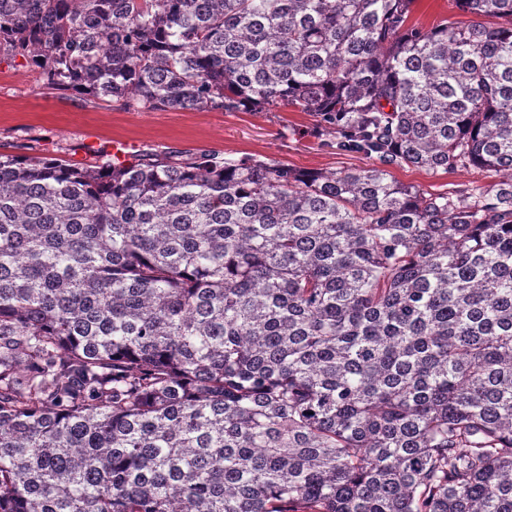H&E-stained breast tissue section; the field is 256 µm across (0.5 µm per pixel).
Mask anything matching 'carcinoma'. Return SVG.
I'll use <instances>...</instances> for the list:
<instances>
[{"label": "carcinoma", "instance_id": "cac0c4a2", "mask_svg": "<svg viewBox=\"0 0 512 512\" xmlns=\"http://www.w3.org/2000/svg\"><path fill=\"white\" fill-rule=\"evenodd\" d=\"M414 2L0 0L54 89L375 158L0 153V512H512V0ZM444 18H450L463 24L482 22L492 25L500 21L491 17L463 13L456 9L449 0H416L412 7L411 20L424 28H429ZM393 178L403 184L413 185L432 194L453 193L470 188H488L498 180L492 171L479 168L461 169L455 172L428 171L418 168L391 169Z\"/></svg>", "mask_w": 512, "mask_h": 512}]
</instances>
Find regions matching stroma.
<instances>
[{
    "instance_id": "stroma-1",
    "label": "stroma",
    "mask_w": 512,
    "mask_h": 512,
    "mask_svg": "<svg viewBox=\"0 0 512 512\" xmlns=\"http://www.w3.org/2000/svg\"><path fill=\"white\" fill-rule=\"evenodd\" d=\"M302 112H221L206 110H123L86 93L48 89L28 68L0 65V153L60 156L89 163L122 143L129 155L153 149L214 151L227 157H254L301 170L335 172L368 166L311 135ZM393 178L432 193L488 188L494 172L467 168L455 172L392 169Z\"/></svg>"
}]
</instances>
